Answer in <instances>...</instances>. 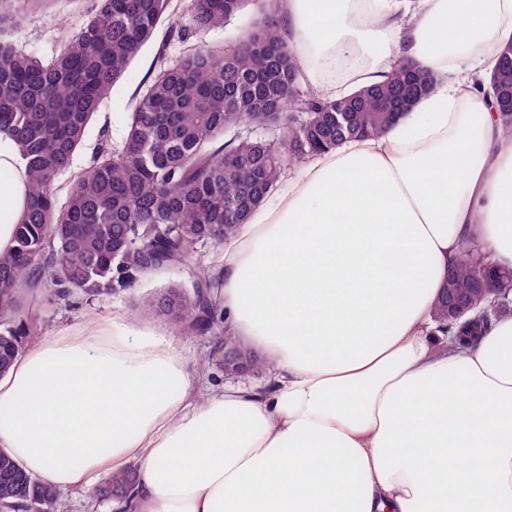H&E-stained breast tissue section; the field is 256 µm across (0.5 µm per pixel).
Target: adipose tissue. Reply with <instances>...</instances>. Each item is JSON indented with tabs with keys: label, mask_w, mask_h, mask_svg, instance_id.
Instances as JSON below:
<instances>
[{
	"label": "adipose tissue",
	"mask_w": 512,
	"mask_h": 512,
	"mask_svg": "<svg viewBox=\"0 0 512 512\" xmlns=\"http://www.w3.org/2000/svg\"><path fill=\"white\" fill-rule=\"evenodd\" d=\"M343 98L405 58L437 80L382 135L311 157L212 274L260 387L202 395L163 328L88 317L0 376V451L56 490L137 465L130 512H512V318L437 348L462 243L512 268V139L488 78L512 0H283ZM0 132V255L29 196Z\"/></svg>",
	"instance_id": "adipose-tissue-1"
}]
</instances>
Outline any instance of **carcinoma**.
Returning a JSON list of instances; mask_svg holds the SVG:
<instances>
[{"instance_id":"cac0c4a2","label":"carcinoma","mask_w":512,"mask_h":512,"mask_svg":"<svg viewBox=\"0 0 512 512\" xmlns=\"http://www.w3.org/2000/svg\"><path fill=\"white\" fill-rule=\"evenodd\" d=\"M253 2L257 19L235 39L193 43V33L224 26ZM192 27L175 60L163 38L151 78L132 98L122 150L103 144L90 168L75 177L65 203L55 180L83 145L87 127L129 62L172 13V0H96L92 14L48 63L4 36L0 16V131L10 133L28 161L30 200L16 246L0 255V375L34 332L27 290L44 287L60 299L93 301L125 290L151 273L181 266L192 285L171 284L133 305L183 334L210 333L229 360L266 364L224 326L215 305L216 280L200 262L201 247L220 245L272 194L290 167L353 138L382 134L432 87L434 77L405 61L386 82L328 100L301 90L295 51L280 0H188ZM490 75L496 105L512 138V40L499 48ZM282 112L264 138L237 129L264 121L266 106ZM288 141L283 149L282 141ZM470 243L461 245L448 287L465 288L483 315L448 321L442 292L433 317L444 333L477 336L488 322L512 316L486 288H507L512 269H497ZM134 470L116 472L93 489L102 499H126ZM0 512H66L56 490L0 452Z\"/></svg>"}]
</instances>
